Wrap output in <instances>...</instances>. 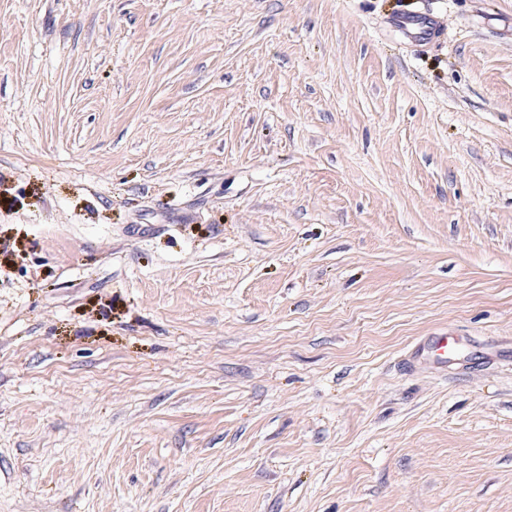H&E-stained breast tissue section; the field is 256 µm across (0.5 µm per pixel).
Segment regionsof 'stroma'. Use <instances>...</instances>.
Listing matches in <instances>:
<instances>
[{
    "label": "stroma",
    "instance_id": "stroma-1",
    "mask_svg": "<svg viewBox=\"0 0 512 512\" xmlns=\"http://www.w3.org/2000/svg\"><path fill=\"white\" fill-rule=\"evenodd\" d=\"M443 328L512 349V0H0V512H512ZM400 27L406 30L411 35H415L411 29L414 27H418L420 29L419 34L423 35L424 39L433 38L435 36H439L442 33L441 26L439 22L433 19L430 15H412L404 18L403 21H400ZM474 344L471 339L458 334L434 333L409 347L401 364L408 370L423 367L433 374H448V362L456 357L457 350L461 347L476 349Z\"/></svg>",
    "mask_w": 512,
    "mask_h": 512
}]
</instances>
